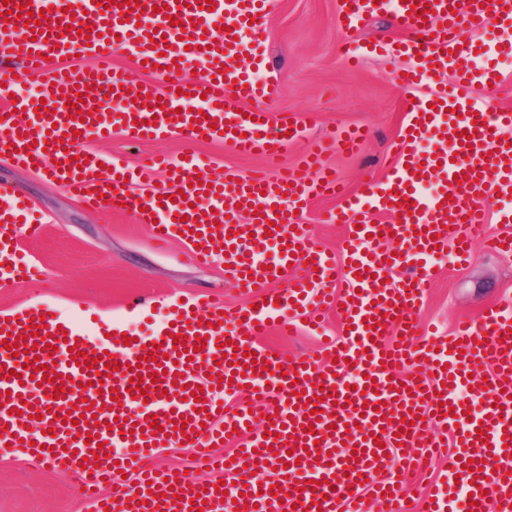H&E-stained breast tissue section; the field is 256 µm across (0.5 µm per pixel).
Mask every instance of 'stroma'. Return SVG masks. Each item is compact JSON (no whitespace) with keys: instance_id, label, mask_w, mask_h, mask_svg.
<instances>
[{"instance_id":"stroma-1","label":"stroma","mask_w":512,"mask_h":512,"mask_svg":"<svg viewBox=\"0 0 512 512\" xmlns=\"http://www.w3.org/2000/svg\"><path fill=\"white\" fill-rule=\"evenodd\" d=\"M341 0H270L265 26L268 55L277 80L267 101L269 111L301 117L305 139L289 146L280 163H298L309 139L342 127L363 125L371 137L357 156L332 154L327 163L350 192H358L368 177L383 175V161L407 120V103L413 92L395 85L393 71L408 67L406 58L360 52L346 59L345 35L338 24ZM88 146L98 153L120 156L128 168L146 164L158 152L179 157L191 151L206 160L205 176L224 172L247 174L263 165L260 157L239 156L223 140L189 142L180 137L133 142L116 131ZM16 187L42 216V238L20 239L18 248L38 266V280L17 284L0 279V315L33 306L55 309L62 317L79 322H117L123 329L140 332L148 314L125 309L137 295L156 305L180 300L199 301L218 292L227 306H243L247 298L225 277L222 260L209 266L190 262L180 242L156 248L147 225L125 213L94 212L63 186L51 182L43 171L21 169L0 159V186ZM498 222L473 229L476 241L465 268H456L451 255L439 257L432 283L418 310L420 327L432 328L437 337L451 336L455 322L475 318L488 306H512V254L486 252L483 238L501 232ZM324 334L336 335L334 314H324ZM321 334V335H324ZM320 334L305 330L291 336L272 332L262 342L283 356L315 354ZM0 512H89L78 476L66 465L49 462L38 469L19 457H0Z\"/></svg>"}]
</instances>
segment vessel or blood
Segmentation results:
<instances>
[{
    "label": "vessel or blood",
    "instance_id": "1",
    "mask_svg": "<svg viewBox=\"0 0 512 512\" xmlns=\"http://www.w3.org/2000/svg\"><path fill=\"white\" fill-rule=\"evenodd\" d=\"M204 2L140 0L133 11L99 0L0 2V13H10L0 16V28L18 24L16 12L26 3L47 17L42 38L28 25L20 34L0 35V98L20 79H36L43 88L41 98L0 108V157L44 170L92 209L128 208L134 222L149 225L157 246L181 240L196 264L223 257L227 275L253 305L228 310L214 294L168 311L149 335L131 343L107 325L85 333L44 306L1 316L0 456L20 453L34 464L62 462L77 470L93 512H105L115 497L123 512H225V496L257 512H366L368 488L380 496L381 512H404L405 473L415 467L407 451L440 447L430 433L437 426L451 435L456 455L441 475L443 485L473 496L468 512H512V314L492 307L461 321L440 343L415 338L417 308L439 246L451 245L457 264L466 265L472 239L461 226L485 223L488 199L512 191V147L499 135L512 126V113L487 111L471 95L496 82L498 72L487 61L512 54V45L503 51L498 42L461 37L493 26L511 30L512 0H344L339 24L345 32L387 13L407 31L399 43L376 42L372 49L407 57L409 67L393 80L417 92L387 159L388 175L367 180L360 193L349 194L322 166L327 154L364 149L367 132L355 126L312 141L301 166L249 173L237 183L222 176L201 185V157L159 154L142 178L163 170L182 197L129 194L121 159L86 149L87 138L115 130L137 140L219 137L237 154L276 160L289 135L302 133L295 115L268 112L270 85L256 78L268 64L267 0H216L212 10ZM421 4L427 17L416 14ZM219 21L226 27L220 34L214 30ZM84 24L86 36L79 32ZM206 38L207 49L201 46ZM189 39L194 49H186ZM123 49L134 52L142 72L166 66L160 99H153L150 85L113 68V53ZM74 52L90 55L96 67L78 77L50 67L49 58ZM195 63L203 79L178 95L182 68ZM79 94L101 103L86 120L74 117L85 110L84 100L52 115L40 107ZM249 99L253 107L238 113V102ZM435 179L443 190L424 196L423 185ZM317 198L343 202L323 216L346 228L339 252L318 244L301 217ZM380 215L385 223H377ZM497 218L505 230L490 239L489 249L511 253L512 212L499 210ZM43 232L27 221L0 225V254ZM290 266L303 268V276L285 279ZM311 308L335 310L340 321V336L325 344L328 361L288 360L260 344L265 333L302 328L300 316ZM178 334L184 345H175ZM9 336L18 338L20 355L6 350ZM228 340L238 348L225 354L220 346ZM146 346L149 362L140 359ZM247 348L257 356L245 367ZM95 352L101 364H93ZM111 361L118 365L113 373ZM36 362L47 372H30ZM404 363L427 367L430 378L401 379L397 368ZM486 364L493 372L476 385L473 375ZM58 377L64 380L59 394L52 384ZM134 377L142 378L141 389H131ZM242 394L271 402L272 418L226 409L225 398ZM474 399L480 409H470ZM88 411L95 423H80ZM90 435L98 443H87ZM181 442L223 467L228 483L183 474L171 486L164 471L142 466L155 446ZM226 442L238 443V450L214 456L213 448ZM399 453L401 471L374 483L376 470ZM467 459L472 469H463ZM121 462L136 483L107 497L103 489ZM172 487L182 498L169 496Z\"/></svg>",
    "mask_w": 512,
    "mask_h": 512
}]
</instances>
